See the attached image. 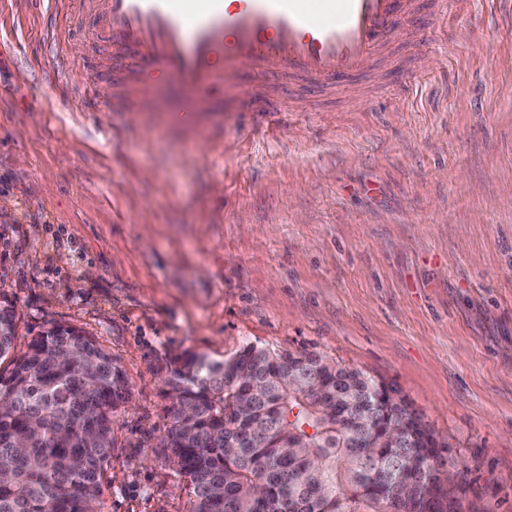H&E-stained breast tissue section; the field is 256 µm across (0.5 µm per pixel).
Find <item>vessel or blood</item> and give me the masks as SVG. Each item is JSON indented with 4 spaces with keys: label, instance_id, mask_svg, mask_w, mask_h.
Returning <instances> with one entry per match:
<instances>
[{
    "label": "vessel or blood",
    "instance_id": "1",
    "mask_svg": "<svg viewBox=\"0 0 512 512\" xmlns=\"http://www.w3.org/2000/svg\"><path fill=\"white\" fill-rule=\"evenodd\" d=\"M93 33L107 43L102 91L125 103L136 86L148 105L158 99L157 75L181 91L174 109L193 117L220 112L214 90L238 64L264 76L301 80L306 95L324 100L359 77L369 56L387 57L397 42L423 43L412 24L420 0H77ZM148 67L129 71L130 59Z\"/></svg>",
    "mask_w": 512,
    "mask_h": 512
}]
</instances>
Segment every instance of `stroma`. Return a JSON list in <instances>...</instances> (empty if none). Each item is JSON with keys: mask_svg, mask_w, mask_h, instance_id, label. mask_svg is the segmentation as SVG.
<instances>
[{"mask_svg": "<svg viewBox=\"0 0 512 512\" xmlns=\"http://www.w3.org/2000/svg\"><path fill=\"white\" fill-rule=\"evenodd\" d=\"M66 0H0V291L18 351L57 324L124 372L100 512H190L163 439L178 357L319 352L396 387L512 512V25L453 0L447 34L369 58L367 102L314 112H65L104 44L45 40ZM66 56L74 83L59 84ZM408 82L409 95L392 87Z\"/></svg>", "mask_w": 512, "mask_h": 512, "instance_id": "1", "label": "stroma"}]
</instances>
